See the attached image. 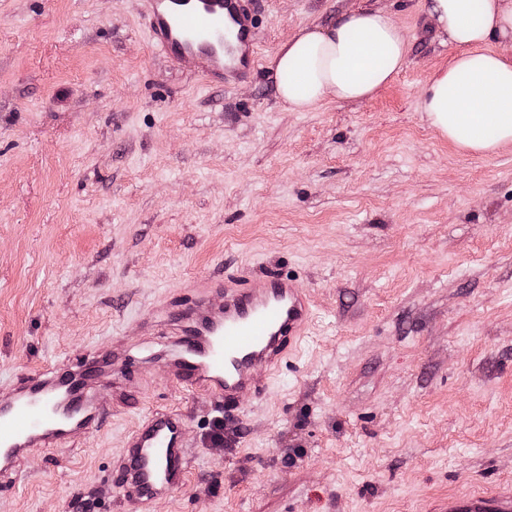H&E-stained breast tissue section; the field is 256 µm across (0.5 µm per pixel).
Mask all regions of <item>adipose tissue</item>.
<instances>
[{
  "instance_id": "1",
  "label": "adipose tissue",
  "mask_w": 512,
  "mask_h": 512,
  "mask_svg": "<svg viewBox=\"0 0 512 512\" xmlns=\"http://www.w3.org/2000/svg\"><path fill=\"white\" fill-rule=\"evenodd\" d=\"M427 13L457 49L424 90L431 125L471 152L512 143V60L491 48L512 40V0H429ZM406 54L405 36L387 13L363 9L326 31L302 28L279 48L273 74L289 108L309 112L330 96H371L402 69Z\"/></svg>"
}]
</instances>
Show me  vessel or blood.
<instances>
[{
  "instance_id": "vessel-or-blood-1",
  "label": "vessel or blood",
  "mask_w": 512,
  "mask_h": 512,
  "mask_svg": "<svg viewBox=\"0 0 512 512\" xmlns=\"http://www.w3.org/2000/svg\"><path fill=\"white\" fill-rule=\"evenodd\" d=\"M143 3L150 41L184 66L202 65L205 81H239L255 67L259 21L247 0ZM188 288V301L144 319L149 339L141 351L95 346L8 384L7 397H0V489L16 483L32 453L98 431L110 415L104 395L126 404L139 389L147 353L176 384L232 411L242 394L268 388L313 317L310 296L290 276L252 281L209 274ZM186 429V417L167 410L142 419L112 464L129 499L146 507L183 485L190 464ZM448 512H512V494L454 496Z\"/></svg>"
}]
</instances>
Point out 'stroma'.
Masks as SVG:
<instances>
[{
  "label": "stroma",
  "instance_id": "35a3bbf8",
  "mask_svg": "<svg viewBox=\"0 0 512 512\" xmlns=\"http://www.w3.org/2000/svg\"><path fill=\"white\" fill-rule=\"evenodd\" d=\"M428 0H251L259 65L203 83L151 45L140 0H0V384L141 344L203 274L282 272L315 318L237 411L161 362L104 429L31 456L0 512H129L125 435L182 411L184 485L151 512H437L512 492V144L457 148L422 90L447 65ZM404 31L371 97L295 112L271 62L357 9ZM224 443L212 442L215 422Z\"/></svg>",
  "mask_w": 512,
  "mask_h": 512
}]
</instances>
